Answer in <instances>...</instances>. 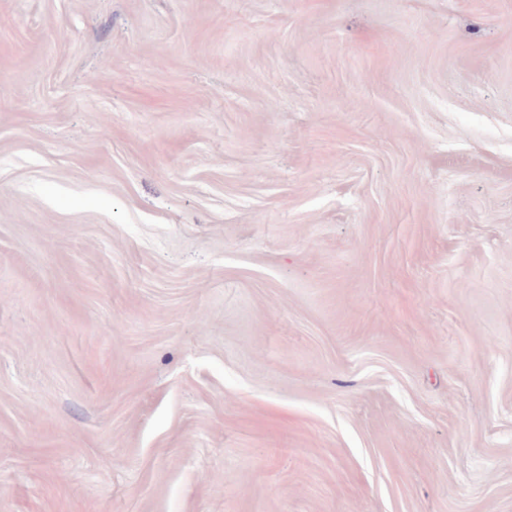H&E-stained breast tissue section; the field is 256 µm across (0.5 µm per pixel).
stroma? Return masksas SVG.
I'll return each instance as SVG.
<instances>
[{
	"label": "stroma",
	"mask_w": 512,
	"mask_h": 512,
	"mask_svg": "<svg viewBox=\"0 0 512 512\" xmlns=\"http://www.w3.org/2000/svg\"><path fill=\"white\" fill-rule=\"evenodd\" d=\"M0 512H512V0H0Z\"/></svg>",
	"instance_id": "1"
}]
</instances>
